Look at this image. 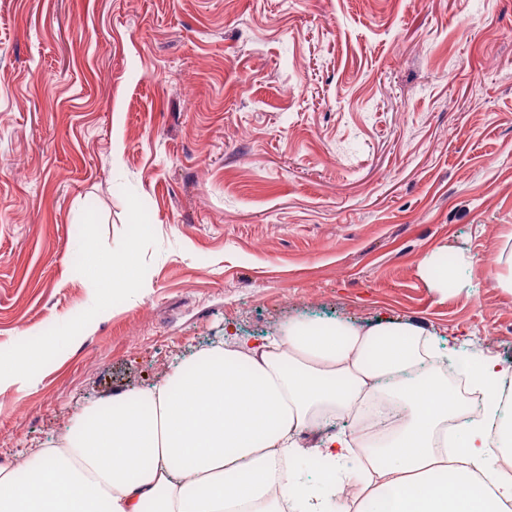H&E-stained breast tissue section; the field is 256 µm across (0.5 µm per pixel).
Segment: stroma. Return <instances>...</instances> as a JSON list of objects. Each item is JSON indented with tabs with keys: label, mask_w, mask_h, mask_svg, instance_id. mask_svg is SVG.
<instances>
[{
	"label": "stroma",
	"mask_w": 512,
	"mask_h": 512,
	"mask_svg": "<svg viewBox=\"0 0 512 512\" xmlns=\"http://www.w3.org/2000/svg\"><path fill=\"white\" fill-rule=\"evenodd\" d=\"M511 244L512 0H0V359L71 341L0 395L2 467L228 327L396 319L512 366Z\"/></svg>",
	"instance_id": "35a3bbf8"
}]
</instances>
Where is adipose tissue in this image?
<instances>
[{
    "label": "adipose tissue",
    "instance_id": "adipose-tissue-1",
    "mask_svg": "<svg viewBox=\"0 0 512 512\" xmlns=\"http://www.w3.org/2000/svg\"><path fill=\"white\" fill-rule=\"evenodd\" d=\"M416 325L289 320L253 343L225 336L172 376L82 408L27 478L0 467V512H512V370L478 346L453 367L484 396L449 427L456 390ZM397 430L298 441L326 418L360 420L380 392ZM318 458L322 466L303 471Z\"/></svg>",
    "mask_w": 512,
    "mask_h": 512
}]
</instances>
